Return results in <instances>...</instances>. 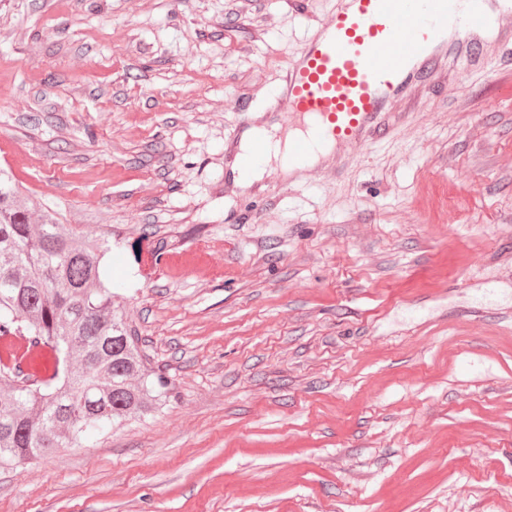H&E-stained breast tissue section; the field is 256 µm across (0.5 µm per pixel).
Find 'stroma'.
<instances>
[{
	"instance_id": "35a3bbf8",
	"label": "stroma",
	"mask_w": 512,
	"mask_h": 512,
	"mask_svg": "<svg viewBox=\"0 0 512 512\" xmlns=\"http://www.w3.org/2000/svg\"><path fill=\"white\" fill-rule=\"evenodd\" d=\"M328 0H0V164L108 235L177 393L0 512H512V101L460 71L336 177L224 182Z\"/></svg>"
}]
</instances>
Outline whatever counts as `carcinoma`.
Here are the masks:
<instances>
[{"label":"carcinoma","instance_id":"cac0c4a2","mask_svg":"<svg viewBox=\"0 0 512 512\" xmlns=\"http://www.w3.org/2000/svg\"><path fill=\"white\" fill-rule=\"evenodd\" d=\"M110 241L78 234L0 167V469L140 420L171 397L102 275Z\"/></svg>","mask_w":512,"mask_h":512}]
</instances>
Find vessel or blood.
<instances>
[{"label": "vessel or blood", "instance_id": "b4317fda", "mask_svg": "<svg viewBox=\"0 0 512 512\" xmlns=\"http://www.w3.org/2000/svg\"><path fill=\"white\" fill-rule=\"evenodd\" d=\"M511 12L512 0H332L329 20L309 27L275 95L283 124L296 131L290 169L304 173L317 155L333 175L346 152L392 140L402 112L455 61L485 68L489 35Z\"/></svg>", "mask_w": 512, "mask_h": 512}]
</instances>
